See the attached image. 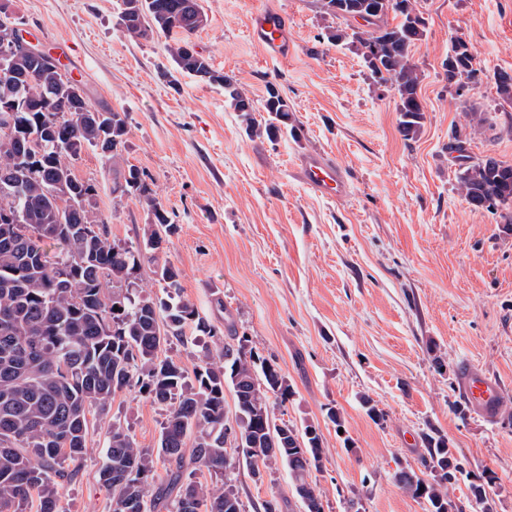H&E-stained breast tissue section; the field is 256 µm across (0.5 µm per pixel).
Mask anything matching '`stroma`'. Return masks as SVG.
I'll list each match as a JSON object with an SVG mask.
<instances>
[{
    "mask_svg": "<svg viewBox=\"0 0 512 512\" xmlns=\"http://www.w3.org/2000/svg\"><path fill=\"white\" fill-rule=\"evenodd\" d=\"M411 2L426 22L412 51L424 120L406 137L393 88L372 79L359 46L320 43L341 26L322 0H200L208 23L193 37L197 50L255 104L272 83L291 106L297 135L275 140L247 132L222 89L172 74L165 36L127 37L120 0L9 7L42 45L69 42L66 66L92 105L126 112L118 162L144 173L177 226L167 252L183 297L277 362L296 395L275 419L320 426L325 454L311 479L325 512H428L393 476L417 466L429 424L468 475L494 473L496 512H512V416L488 422L455 409L462 363L512 385V224L468 201L448 150L458 129L473 158L512 164V100L493 80L512 73V0ZM258 8L286 16L288 57H268L253 42L249 18ZM458 38L485 74L460 95L444 66ZM310 150L346 164L348 197H317L293 176ZM112 164L89 150L75 173L98 185L97 208L122 244L141 236L149 216L113 199ZM366 397L385 421L366 414ZM331 406L341 425L327 419ZM165 415L132 390L117 393L107 414H89L77 475L63 486L64 512H112L99 472L113 420L139 447L154 448ZM230 476L244 512H264L271 499L279 512H305L282 465L258 480L236 461ZM467 477L449 494L474 512Z\"/></svg>",
    "mask_w": 512,
    "mask_h": 512,
    "instance_id": "stroma-1",
    "label": "stroma"
}]
</instances>
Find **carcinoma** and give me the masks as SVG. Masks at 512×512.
Wrapping results in <instances>:
<instances>
[{"mask_svg":"<svg viewBox=\"0 0 512 512\" xmlns=\"http://www.w3.org/2000/svg\"><path fill=\"white\" fill-rule=\"evenodd\" d=\"M325 12L345 28L322 35L330 44L358 42L371 76L391 83L398 100L401 132L417 131L424 107L410 54L422 39L425 22L412 25L410 0H323ZM399 18L387 23L389 14ZM370 16L362 33L351 21ZM207 23L198 0H121L119 24L135 38L163 34L176 70L224 89V101L246 129L270 138L295 135L288 126L291 107L270 84L257 108L232 77L214 68L195 49L191 36ZM460 92L481 84L465 40L448 53ZM58 59L51 62L19 49L0 57V86L12 84L14 97L0 99V512H61L64 468L81 460L86 448L87 415L105 412L116 393L133 388L165 408L156 449L139 447L117 421L112 422L107 463L99 480L117 494L113 512H242L225 460L224 389L234 393L241 452L256 478L282 464L294 482L305 512H324L322 494L309 482L321 468L323 436L313 423L275 422L271 406L286 407L295 391L275 360L234 335L219 352L200 351L190 378L180 362L160 358L184 329L215 338L218 328L181 295L180 273L167 256L172 233L167 211L133 165L112 169V195L146 208L150 222L142 238L125 244L110 240L108 219L97 211V185L77 177L75 162L93 149L114 159L128 134L126 115L96 108L84 88ZM266 112L259 121L255 112ZM458 179L469 201L498 212L512 224V166L492 157L464 156ZM154 266L163 293L141 289L143 264ZM193 440L185 454L186 440ZM419 463L431 480L403 467L395 481L429 512H462L448 488L466 473L448 439L433 426L421 431ZM170 465L155 494L145 486L154 473V456ZM200 466L219 479L211 488L192 480ZM486 471L469 482L479 512H494Z\"/></svg>","mask_w":512,"mask_h":512,"instance_id":"1","label":"carcinoma"}]
</instances>
